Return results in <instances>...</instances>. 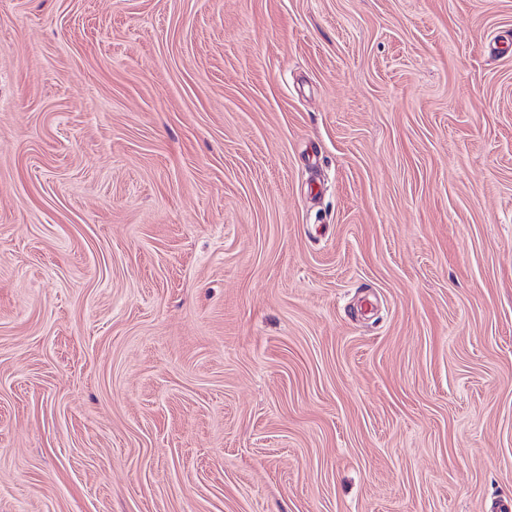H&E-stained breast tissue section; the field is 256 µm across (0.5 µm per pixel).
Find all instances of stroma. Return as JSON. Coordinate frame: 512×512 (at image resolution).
<instances>
[{"label": "stroma", "mask_w": 512, "mask_h": 512, "mask_svg": "<svg viewBox=\"0 0 512 512\" xmlns=\"http://www.w3.org/2000/svg\"><path fill=\"white\" fill-rule=\"evenodd\" d=\"M512 503V0H0V512Z\"/></svg>", "instance_id": "1"}]
</instances>
